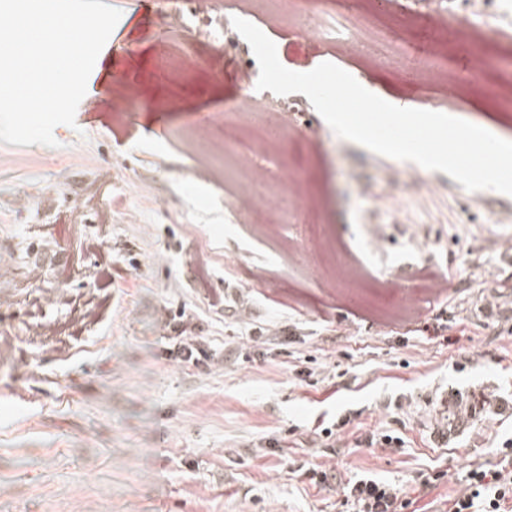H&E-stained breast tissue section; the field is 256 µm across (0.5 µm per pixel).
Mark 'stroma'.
Returning <instances> with one entry per match:
<instances>
[{"instance_id": "1", "label": "stroma", "mask_w": 512, "mask_h": 512, "mask_svg": "<svg viewBox=\"0 0 512 512\" xmlns=\"http://www.w3.org/2000/svg\"><path fill=\"white\" fill-rule=\"evenodd\" d=\"M194 8L141 0L120 18L58 147L0 142V512H343L365 473L411 495L418 473L493 464L512 413L444 442L434 428L450 395L512 400V307L482 302L512 294V254L493 248L512 238V197L342 139L307 101L268 154L294 168L299 206L243 223L184 140L201 114L214 139L248 137L218 111L250 54L224 53L220 31L163 30ZM331 61L418 107L404 78ZM428 271L442 296L420 288ZM230 286L287 331L253 346L209 306ZM161 312L192 326L199 363L163 351ZM375 434L402 442L373 448ZM326 463L335 477L314 482Z\"/></svg>"}]
</instances>
